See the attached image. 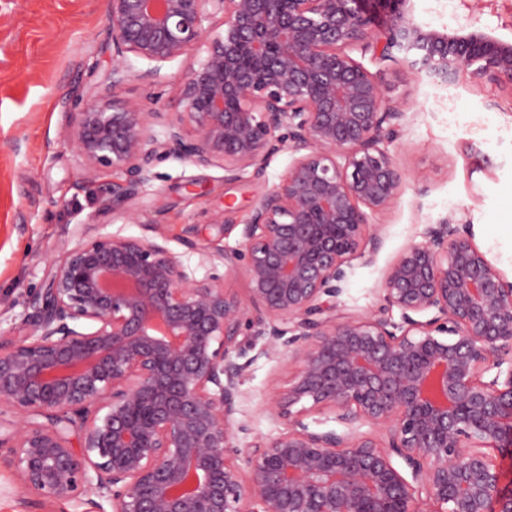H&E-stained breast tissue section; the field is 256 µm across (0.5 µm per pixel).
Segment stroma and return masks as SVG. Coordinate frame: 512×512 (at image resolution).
Instances as JSON below:
<instances>
[{
  "instance_id": "35a3bbf8",
  "label": "stroma",
  "mask_w": 512,
  "mask_h": 512,
  "mask_svg": "<svg viewBox=\"0 0 512 512\" xmlns=\"http://www.w3.org/2000/svg\"><path fill=\"white\" fill-rule=\"evenodd\" d=\"M106 0H0V317L23 312L26 294L39 287L51 258L74 246L83 224L100 232L140 234L136 224L98 209L82 169L66 142L70 116L65 103L95 79L110 57L102 49ZM422 24L456 27L477 21L512 39V26L496 13L470 16L459 0H414ZM386 98L405 106L407 119L390 150L405 174L399 196L380 214L381 244L372 259L352 263L338 298L343 313L366 317L382 305L381 283L389 264L424 229L449 221L473 224L475 240L505 276H512V88L468 83L454 92L396 65L381 74ZM118 100L145 110L181 111L173 84L148 87L129 82ZM495 99L489 109L485 99ZM457 112L464 124L448 123ZM142 204L163 225L174 250L186 232L213 259L185 257L196 277L221 265L223 251L237 247L240 221L259 188L250 178H224L223 168L171 158ZM232 206L238 222L226 227L211 215ZM295 375L284 358L259 357L240 385L238 420L250 438L269 439L287 428L268 406L273 388H287Z\"/></svg>"
}]
</instances>
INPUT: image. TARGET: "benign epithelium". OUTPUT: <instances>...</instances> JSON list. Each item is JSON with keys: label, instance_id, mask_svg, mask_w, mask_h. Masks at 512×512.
<instances>
[{"label": "benign epithelium", "instance_id": "obj_1", "mask_svg": "<svg viewBox=\"0 0 512 512\" xmlns=\"http://www.w3.org/2000/svg\"><path fill=\"white\" fill-rule=\"evenodd\" d=\"M411 2L108 0L111 63L82 87L67 143L88 184L114 174L104 209L142 233L83 229L0 330V463L20 496L81 512H420L424 499L512 512L494 456L512 447V280L471 225H428L388 266L374 315L338 310L403 184L390 145L407 112L364 60L450 90L464 70L512 85V40L422 25ZM200 50L178 80L182 111L114 99ZM286 148L298 157L270 186ZM170 157L260 186L221 274L192 276L133 204ZM252 335L296 376L272 396L288 429L240 447L237 358ZM313 410L345 431L311 430ZM298 153L292 150L285 149L275 155H273L267 163L266 178L269 183H277L281 175L286 171L288 165L292 162L294 157H297Z\"/></svg>", "mask_w": 512, "mask_h": 512}]
</instances>
